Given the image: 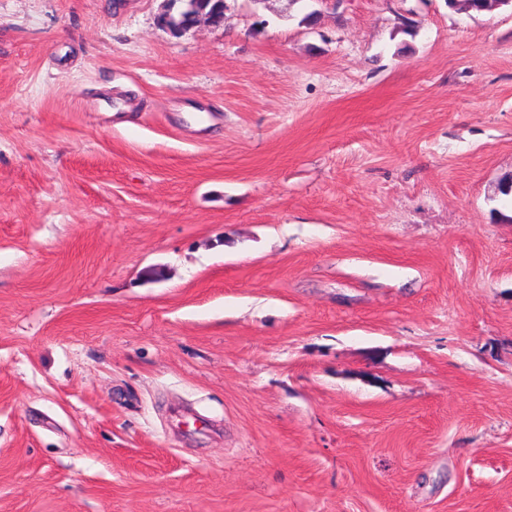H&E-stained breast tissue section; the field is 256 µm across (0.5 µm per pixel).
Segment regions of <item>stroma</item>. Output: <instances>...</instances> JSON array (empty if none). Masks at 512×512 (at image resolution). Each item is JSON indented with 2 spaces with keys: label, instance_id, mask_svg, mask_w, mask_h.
<instances>
[{
  "label": "stroma",
  "instance_id": "35a3bbf8",
  "mask_svg": "<svg viewBox=\"0 0 512 512\" xmlns=\"http://www.w3.org/2000/svg\"><path fill=\"white\" fill-rule=\"evenodd\" d=\"M163 2L0 0V512H512V12ZM163 7L161 19L174 34L178 32L166 22L167 16H170L177 25L191 28L201 21L221 26L228 10L227 0H167Z\"/></svg>",
  "mask_w": 512,
  "mask_h": 512
}]
</instances>
